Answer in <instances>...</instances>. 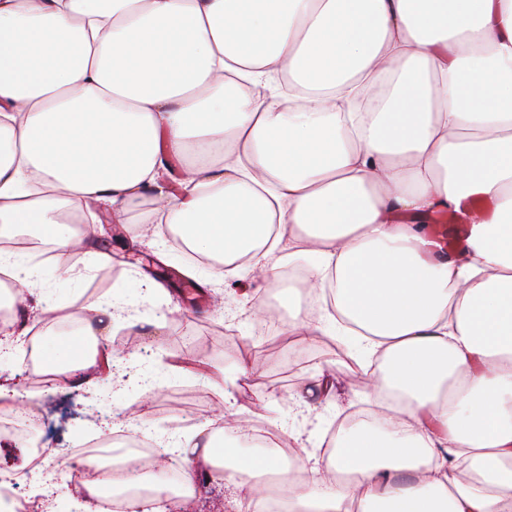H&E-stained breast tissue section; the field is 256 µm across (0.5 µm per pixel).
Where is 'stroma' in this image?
<instances>
[{
  "mask_svg": "<svg viewBox=\"0 0 512 512\" xmlns=\"http://www.w3.org/2000/svg\"><path fill=\"white\" fill-rule=\"evenodd\" d=\"M69 261L76 274L64 275L54 263H40L42 289L19 308L22 324L40 326V341L63 345L72 306L97 302L102 351H119L134 371L157 372L161 379L150 390L137 384L100 401L105 421L97 428L87 415L80 384L86 380L103 391L113 383L111 369L100 368L91 379L77 371L36 394L23 375L22 361L0 358V385L13 391L12 406L38 411L49 449L46 461L59 473L54 512H99L96 504L81 499L90 468L72 452L87 429L100 436L150 428L164 437L169 422L180 420L189 439L219 431L233 414H251L255 397L266 391V423L290 447L310 451L351 410L375 404L369 383H352L350 367L323 344L287 335L267 347L256 338L252 307L268 293L262 277L237 269L220 279L204 270L197 280L185 279L187 263L168 242L164 225H153L150 234L135 239L120 225L100 222L98 234L75 249ZM152 282L161 284L162 292H148ZM322 369L333 372L337 382L332 406L312 392L313 376ZM190 467L198 475L195 503L188 507L164 500L156 503L157 512H240L238 496L223 479L207 477V464L177 458V471Z\"/></svg>",
  "mask_w": 512,
  "mask_h": 512,
  "instance_id": "1",
  "label": "stroma"
}]
</instances>
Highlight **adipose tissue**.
I'll return each instance as SVG.
<instances>
[{
  "mask_svg": "<svg viewBox=\"0 0 512 512\" xmlns=\"http://www.w3.org/2000/svg\"><path fill=\"white\" fill-rule=\"evenodd\" d=\"M97 208L268 273L294 336L335 282L327 320L403 397L298 481L225 447L253 512L268 473L297 512H512V0H0V223L64 271Z\"/></svg>",
  "mask_w": 512,
  "mask_h": 512,
  "instance_id": "1",
  "label": "adipose tissue"
}]
</instances>
